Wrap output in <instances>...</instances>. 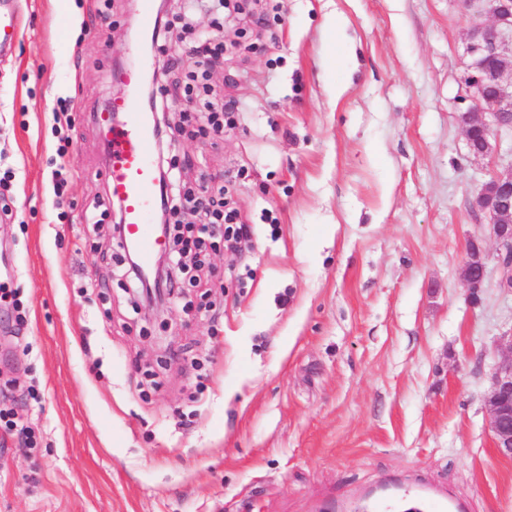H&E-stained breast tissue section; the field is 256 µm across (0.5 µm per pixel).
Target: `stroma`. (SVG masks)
<instances>
[{
    "mask_svg": "<svg viewBox=\"0 0 512 512\" xmlns=\"http://www.w3.org/2000/svg\"><path fill=\"white\" fill-rule=\"evenodd\" d=\"M18 5L0 56V269L21 317L0 312V404L36 446L0 425V512H407L419 495L512 512L485 406L512 294L475 205L512 171V130L469 154L475 8L265 0L242 33L170 0L158 112H199L168 90L203 32L224 43L208 82L232 110L222 134H176L159 164L176 192L223 188L251 239L213 247L193 308L175 297L155 316L86 221L121 217L96 116L117 98L144 109L116 81L140 52L138 0ZM462 278L471 302L476 303L485 279V265L480 249L475 244L471 245L468 260L463 267Z\"/></svg>",
    "mask_w": 512,
    "mask_h": 512,
    "instance_id": "1",
    "label": "stroma"
}]
</instances>
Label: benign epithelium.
Segmentation results:
<instances>
[{"mask_svg":"<svg viewBox=\"0 0 512 512\" xmlns=\"http://www.w3.org/2000/svg\"><path fill=\"white\" fill-rule=\"evenodd\" d=\"M489 22L474 23L468 35L467 51L473 57V72L467 82L474 89L476 105L461 115L468 152L486 157L495 150V133L512 128V0H482ZM479 209L490 216L493 236L503 249L500 287L512 293V172L486 182L475 198ZM131 267L144 285H156L173 277L174 269L165 254H159L154 274L146 276L136 262ZM462 278L471 302L485 279V265L478 246L471 245ZM489 428L497 453L512 457V355L501 360L493 373V385L485 400Z\"/></svg>","mask_w":512,"mask_h":512,"instance_id":"obj_1","label":"benign epithelium"}]
</instances>
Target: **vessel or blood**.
Listing matches in <instances>:
<instances>
[{
  "label": "vessel or blood",
  "mask_w": 512,
  "mask_h": 512,
  "mask_svg": "<svg viewBox=\"0 0 512 512\" xmlns=\"http://www.w3.org/2000/svg\"><path fill=\"white\" fill-rule=\"evenodd\" d=\"M19 26L15 0H0V54L13 47ZM97 120L110 151L106 179L112 197L121 205L125 242L138 250L143 261H150L163 247L149 226L157 204V167L152 152L155 130L146 113L127 111L121 100L113 101Z\"/></svg>",
  "instance_id": "b4317fda"
}]
</instances>
